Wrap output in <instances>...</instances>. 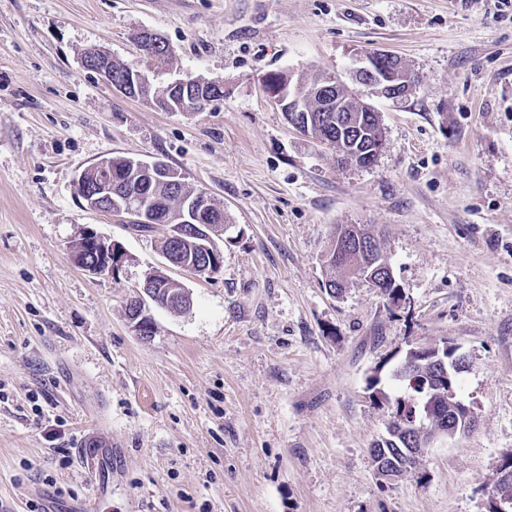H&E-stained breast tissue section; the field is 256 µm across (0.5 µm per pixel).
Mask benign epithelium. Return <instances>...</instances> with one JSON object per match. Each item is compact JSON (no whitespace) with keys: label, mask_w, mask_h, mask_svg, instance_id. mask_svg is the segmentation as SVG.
<instances>
[{"label":"benign epithelium","mask_w":512,"mask_h":512,"mask_svg":"<svg viewBox=\"0 0 512 512\" xmlns=\"http://www.w3.org/2000/svg\"><path fill=\"white\" fill-rule=\"evenodd\" d=\"M140 54L143 57L155 55L161 43L154 39L152 33L144 31L136 40ZM362 66L358 67L353 75V80L370 88L378 95L389 92L391 97H399L407 94L413 86L412 75L397 62V56L385 50H376L364 53L361 57ZM83 67L98 75L106 84L121 94L133 92L139 93L142 89L150 88L147 73L143 70H130L127 81L116 84L112 81V56L105 49L93 47L86 51L82 59ZM188 80L178 79L169 84L173 94L179 97L180 102L172 108L176 112H195L202 110L219 101L214 96H198L186 90ZM342 81L336 77H329L324 84L315 88L313 94L325 100V105L337 112L344 111V98L339 92ZM137 175V180L145 184L155 182L178 183L181 174L160 160L145 161L140 159L122 157L112 159L107 157L97 162L98 176L93 182H88L85 173H80L75 180L77 195L83 200L89 210L107 214H126L133 224H153L156 219V200L146 191L132 192L124 195L116 191L121 181L113 180L112 164ZM211 212V206L207 197H194L187 200L183 206L181 222L170 225L168 238L173 242L185 241L189 238L196 239L200 235L210 238L213 231H222L221 224H204L201 216ZM78 240L96 242L100 250L94 254V259L89 260L83 254H73L75 263L84 271L92 275H105L113 273L125 259L122 248L97 233L94 229L83 226L78 231ZM166 261L177 268L195 275H202L210 269L222 265L220 253L212 247L204 244L201 250L188 258L180 260L172 253L164 254ZM165 290L166 296L161 301L162 306L169 312L179 315L184 313L188 302V293L181 288V283L174 280L166 273L156 270L149 274L144 282L143 290L150 294L154 291ZM459 347L448 341H441L430 348L428 359L442 368L445 375L458 374L465 368V358L457 354ZM448 404L455 407L456 413L461 415L462 422L448 424L442 409L431 400L424 408L411 411L413 417L426 424L415 439L416 448L412 449L411 456L417 457L424 448H433L437 443H447L455 437L458 431L466 430L475 425L474 412L458 397L455 390H448L446 397Z\"/></svg>","instance_id":"obj_1"}]
</instances>
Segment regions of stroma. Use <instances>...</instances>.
I'll return each mask as SVG.
<instances>
[{"label":"stroma","mask_w":512,"mask_h":512,"mask_svg":"<svg viewBox=\"0 0 512 512\" xmlns=\"http://www.w3.org/2000/svg\"><path fill=\"white\" fill-rule=\"evenodd\" d=\"M170 45L155 87L224 83L201 112H163L86 70L87 48L142 68L135 36ZM385 48L415 78L386 99L374 165L342 166L264 89L348 78ZM111 156L161 160L224 208L217 273L167 269L188 312L126 304L164 267L166 225L89 209L78 174ZM369 224L402 299L325 288L337 225ZM119 243L116 273L72 258L81 226ZM165 268V267H164ZM469 365L475 428L386 484L370 449L387 410L368 379L408 342ZM111 449L92 472L80 450ZM512 455V2L503 0H0V512H492Z\"/></svg>","instance_id":"stroma-1"}]
</instances>
